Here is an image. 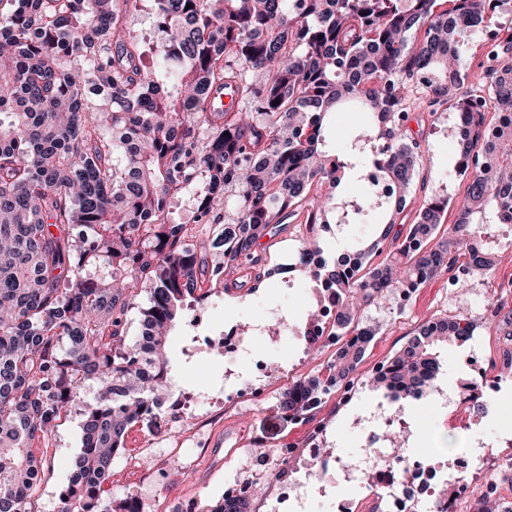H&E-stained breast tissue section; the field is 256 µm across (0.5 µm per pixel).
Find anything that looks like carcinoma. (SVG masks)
<instances>
[{
	"mask_svg": "<svg viewBox=\"0 0 512 512\" xmlns=\"http://www.w3.org/2000/svg\"><path fill=\"white\" fill-rule=\"evenodd\" d=\"M144 2L0 0V512H35L33 444L90 385L56 512H142L105 485L129 429H159L175 395L166 339L214 289L272 277L258 248L273 228L299 221L288 270L336 299L341 351L279 400L306 421L376 336L367 310L442 273L463 288L512 247L494 231L512 227V26L489 25L512 0H150L149 45L128 27ZM477 40L484 82L464 90ZM224 88L238 97L227 111ZM414 92L429 116L446 105L459 117L453 175L467 189L445 230L448 197L435 193L394 230L422 160L407 127ZM348 103L368 123L336 153L325 128ZM347 173L362 196L336 192ZM180 192L209 230L204 246L192 223L168 222ZM373 215L387 221L365 247L325 250L330 225ZM146 287L131 344L126 315ZM321 319H287L309 352L325 346ZM473 330L456 317L417 331L374 387L417 399L424 376L439 383L436 345Z\"/></svg>",
	"mask_w": 512,
	"mask_h": 512,
	"instance_id": "carcinoma-1",
	"label": "carcinoma"
}]
</instances>
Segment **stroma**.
I'll return each instance as SVG.
<instances>
[{
  "mask_svg": "<svg viewBox=\"0 0 512 512\" xmlns=\"http://www.w3.org/2000/svg\"><path fill=\"white\" fill-rule=\"evenodd\" d=\"M408 126L416 135L423 154L422 164L411 188L407 207L401 216L403 224L413 223L425 197L431 192L457 200L464 196V181L451 177L455 163L457 143L454 128L457 114L453 110L428 115L418 102L408 108ZM299 239V229L288 226L267 235L261 247L275 273L259 288L240 297L225 295L222 290L212 291L205 307L210 314L207 330L218 336L230 328L248 347L262 352L278 372L269 378L270 398L262 408L242 405L225 412L213 423L207 433V456L190 466L173 464L166 486L157 488L141 500L143 512H156L158 504L173 497H195L201 504L218 498V489L226 478L253 477L262 486L254 497L250 512H274L275 470L280 463L278 449L293 448L299 456L292 464L295 476L301 478V512H336L338 497L359 498L363 492L357 468L366 462L364 441L375 430V418L381 411L403 410L410 427L399 436L402 448H422L435 436H447L449 446L443 449L441 461L452 463L460 449H476L478 443L491 446L493 453L512 456V378L505 380L497 401L500 411L483 418L471 429L449 424L448 407L423 400L403 405L385 398L383 392L372 390L368 377L375 365L393 356L413 336L423 319L465 316L477 325L474 338L463 346H441V388H448L457 380L467 378L468 362L474 357L499 359L502 339L493 323L486 321L482 309L487 302L484 277H475L467 288L449 291L447 276H440L422 285L407 306L386 302L382 307L369 310L367 317L377 325V334L368 346L355 373L354 397L349 405L335 408L333 397H326L317 409L315 419L323 427L320 453L327 457H341L353 468L352 474H325L318 469L306 468L307 428L303 425L282 426L275 406L290 381L314 375L331 361V350L309 354L302 338L282 332L257 331L265 316L277 312L292 315L304 321L309 308L315 303V294L308 280L299 274L284 277L281 268L290 263ZM169 358L173 365L174 383L180 392L197 394L198 402L184 410L177 427L192 432L197 417L203 416L220 404L216 389L227 382L243 380L244 374L237 360L213 354H196L194 330L189 321H181L168 338ZM81 417L70 413L55 428L48 439L35 442L36 454L44 455L45 465L35 507L37 512H54L60 489L67 483L71 466L81 449ZM148 440L147 430L130 429L126 437V450L112 463L109 491L121 498L138 492L143 474L138 467Z\"/></svg>",
  "mask_w": 512,
  "mask_h": 512,
  "instance_id": "35a3bbf8",
  "label": "stroma"
}]
</instances>
